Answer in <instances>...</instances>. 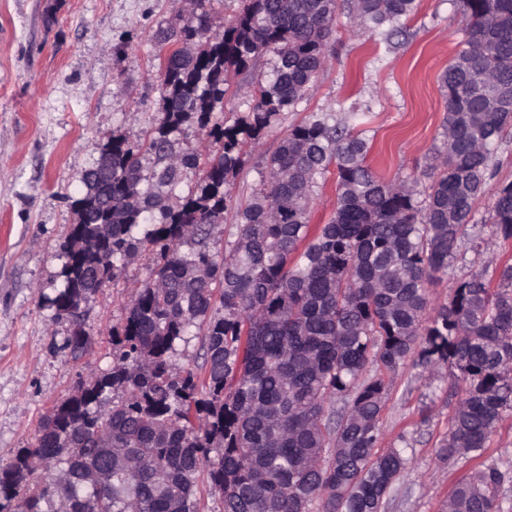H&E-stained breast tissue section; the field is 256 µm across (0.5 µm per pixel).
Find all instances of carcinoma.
Wrapping results in <instances>:
<instances>
[{
  "instance_id": "carcinoma-1",
  "label": "carcinoma",
  "mask_w": 512,
  "mask_h": 512,
  "mask_svg": "<svg viewBox=\"0 0 512 512\" xmlns=\"http://www.w3.org/2000/svg\"><path fill=\"white\" fill-rule=\"evenodd\" d=\"M352 33L391 43L417 0H345ZM463 47L440 77L442 147L418 180L384 181L366 165L364 117L313 112L262 157L250 198L214 250L241 157L324 70L338 0H240L206 36L212 0L158 36L163 112L139 147L114 135L97 147L71 201L62 287L72 352L88 342L81 305L149 245L154 278L112 327V368L90 373L40 422L36 445L0 466V512H200L199 483L224 512H384L408 459L380 449L391 379L410 358L456 370L441 460L478 458L512 405V263L497 283L473 273L448 302L430 285L468 238L475 201L512 105V0H461ZM272 68L246 115L224 119L230 79L258 57ZM197 125L209 146L180 153ZM150 161L144 173L143 156ZM336 165V210L311 230L310 203ZM194 185L182 190L189 171ZM176 198L170 203V198ZM111 226L99 243V225ZM492 233L512 244V183L491 203ZM203 361L178 366L187 337ZM41 475H36V472ZM493 467L459 482L446 512H499Z\"/></svg>"
}]
</instances>
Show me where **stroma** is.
Segmentation results:
<instances>
[{
	"label": "stroma",
	"instance_id": "1",
	"mask_svg": "<svg viewBox=\"0 0 512 512\" xmlns=\"http://www.w3.org/2000/svg\"><path fill=\"white\" fill-rule=\"evenodd\" d=\"M417 4L393 49L353 37L346 10L338 9L326 69L245 156L232 203L249 197L255 163L313 112L369 109L364 128L371 170L385 180L420 177L442 143L439 77L464 38L467 18L460 0ZM188 16L187 0H0V465L34 444L40 419L83 377L111 368L112 328L123 323L129 301L152 276L151 246L117 285L83 303L88 344L72 354L65 344L70 322L51 304L74 218L69 200L83 192L99 144L117 134L140 144L157 124L163 100L156 35ZM270 68L263 56L234 77L225 112L248 111L257 80ZM494 161L496 173L473 212L480 246L457 250L447 277L430 288L433 302H446L466 274L499 275L505 257L491 234V195L512 181V127ZM451 381L448 367L430 372L411 361L395 374L382 444L405 434L409 463L385 512H443L455 484L479 463L502 473L500 512H512V410L481 461L436 457L449 429Z\"/></svg>",
	"mask_w": 512,
	"mask_h": 512
}]
</instances>
